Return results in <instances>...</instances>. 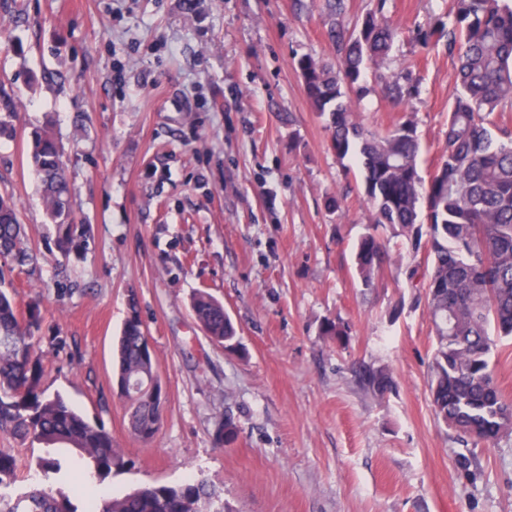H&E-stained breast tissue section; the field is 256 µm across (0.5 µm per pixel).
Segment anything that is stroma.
I'll list each match as a JSON object with an SVG mask.
<instances>
[{
  "mask_svg": "<svg viewBox=\"0 0 512 512\" xmlns=\"http://www.w3.org/2000/svg\"><path fill=\"white\" fill-rule=\"evenodd\" d=\"M0 0V194L12 195L33 254L0 260L19 310L41 305L43 385L101 421L127 462L108 495L202 479L227 512H512V438L462 445L428 387L435 335L430 267L396 230L392 259L363 286L355 247L370 223L352 160H337L295 57L332 62L323 0ZM450 0H386L401 31L387 71L419 93V168L446 141L456 61L416 31ZM373 132L400 115L381 95L353 102ZM58 138L73 187L74 253L54 244L26 159L33 129ZM342 197L341 210L328 206ZM221 301L240 343H213L190 298ZM137 307L165 390L149 441L130 430L113 384V343ZM348 332L322 336L325 320ZM387 368L376 397L361 382ZM233 415L234 443L217 423ZM469 450L476 478L454 467ZM363 380L373 394L383 397L392 387L393 380L385 368L368 371L363 375Z\"/></svg>",
  "mask_w": 512,
  "mask_h": 512,
  "instance_id": "1",
  "label": "stroma"
}]
</instances>
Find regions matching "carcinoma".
<instances>
[{
    "mask_svg": "<svg viewBox=\"0 0 512 512\" xmlns=\"http://www.w3.org/2000/svg\"><path fill=\"white\" fill-rule=\"evenodd\" d=\"M324 2L336 63L309 55L296 58L303 91L313 110L326 118L336 158H359L372 228L396 227L413 236L418 247L420 207L426 202L431 262L426 295L436 338L432 405L462 442L493 443L512 435V404L503 398L489 366L491 332L512 336V129L497 127V141L490 132L494 113L512 103V0H453V21L439 19L420 33L425 45L433 36L445 40L448 55L458 58L460 87L448 113L441 165L427 180L418 170L413 114H404L379 134L365 129L351 110V95L371 93L363 82L369 68L383 97L396 104L417 91L411 72L382 71L398 36L384 17L385 0H377L351 30L342 22L345 0ZM28 158L46 217L56 229V246L66 254L74 237L72 188L50 131L31 133ZM21 236L18 205L2 195L0 254L24 265L30 257ZM386 257L376 234L361 237L356 268L365 286H371ZM130 309L117 343L121 387L153 361L136 302ZM191 309L212 342L237 349V333L222 303L199 292ZM42 321L37 304L19 317L13 296L0 288V340L8 339L7 346L0 345V431L43 448L34 462L35 484L25 489L16 488L14 449L0 448V512H224L220 493L203 480L145 486L120 497L101 492V482L127 461L113 448L103 423L85 419L61 395L42 389L45 371L37 350ZM363 380L377 397L393 384L384 368L366 372ZM162 410L163 404L148 396L131 401L129 424L135 435L151 439ZM238 431L235 418L226 415L215 430V444L233 443ZM61 445L72 455L59 453ZM76 464L85 467L89 478L70 486Z\"/></svg>",
    "mask_w": 512,
    "mask_h": 512,
    "instance_id": "cac0c4a2",
    "label": "carcinoma"
}]
</instances>
